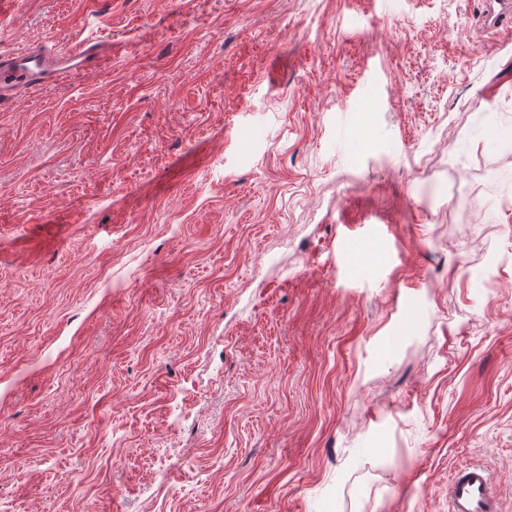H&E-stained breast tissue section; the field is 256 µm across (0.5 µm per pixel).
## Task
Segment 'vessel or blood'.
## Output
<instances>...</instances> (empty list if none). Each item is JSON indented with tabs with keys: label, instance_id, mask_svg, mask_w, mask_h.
<instances>
[{
	"label": "vessel or blood",
	"instance_id": "vessel-or-blood-1",
	"mask_svg": "<svg viewBox=\"0 0 512 512\" xmlns=\"http://www.w3.org/2000/svg\"><path fill=\"white\" fill-rule=\"evenodd\" d=\"M487 28L512 31V0H483ZM102 57L97 40L87 36L68 44H50L0 53V110L14 105L23 93L64 73H74ZM452 512H499L488 471L480 466L461 470L448 488Z\"/></svg>",
	"mask_w": 512,
	"mask_h": 512
}]
</instances>
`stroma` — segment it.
<instances>
[{"mask_svg": "<svg viewBox=\"0 0 512 512\" xmlns=\"http://www.w3.org/2000/svg\"><path fill=\"white\" fill-rule=\"evenodd\" d=\"M481 11L0 0V53L112 49L0 112V512H450L472 464L512 512Z\"/></svg>", "mask_w": 512, "mask_h": 512, "instance_id": "35a3bbf8", "label": "stroma"}]
</instances>
